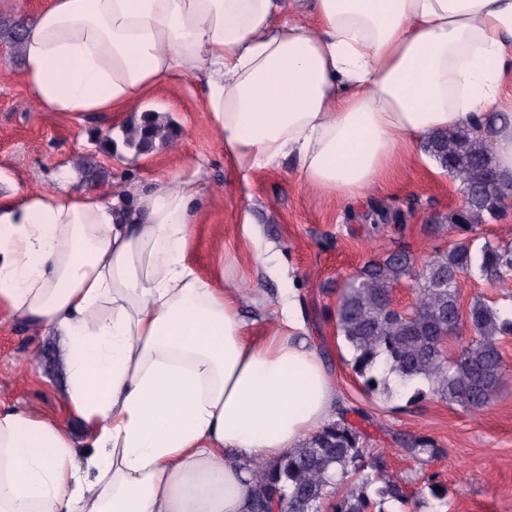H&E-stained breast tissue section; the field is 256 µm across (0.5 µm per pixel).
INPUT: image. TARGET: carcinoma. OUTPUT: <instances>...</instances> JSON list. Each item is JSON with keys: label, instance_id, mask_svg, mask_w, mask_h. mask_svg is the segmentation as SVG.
Instances as JSON below:
<instances>
[{"label": "carcinoma", "instance_id": "cac0c4a2", "mask_svg": "<svg viewBox=\"0 0 512 512\" xmlns=\"http://www.w3.org/2000/svg\"><path fill=\"white\" fill-rule=\"evenodd\" d=\"M123 135L125 146L137 153L175 140L170 124L150 111ZM426 150L470 193L466 208L446 217L458 242L420 266L405 249L367 262L339 295L337 336L350 355L346 365L366 393L409 403L432 395L482 410L503 383L497 340L512 335V311L476 298L461 316L460 280L512 282V244L476 246L467 236L485 215L502 209L512 184L487 181L495 172L493 157L468 126L431 136ZM404 281L415 293L407 313L391 307V292ZM465 324L471 336L450 357L442 343ZM345 413L275 463L252 461L249 512H265L275 501L281 512H383L387 502L406 501L405 485L387 475L384 452L366 457L364 433Z\"/></svg>", "mask_w": 512, "mask_h": 512}]
</instances>
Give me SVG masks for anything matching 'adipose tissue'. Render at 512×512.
I'll use <instances>...</instances> for the list:
<instances>
[{
	"mask_svg": "<svg viewBox=\"0 0 512 512\" xmlns=\"http://www.w3.org/2000/svg\"><path fill=\"white\" fill-rule=\"evenodd\" d=\"M51 0L24 17L22 76L45 110L126 112L197 79L230 167L296 159L304 185H381L400 147L459 126L512 181V0ZM197 175L134 206L95 191L0 196V314L62 336L67 425L0 408V512H248L249 462L329 420L338 393L294 298L256 333L245 291L188 256Z\"/></svg>",
	"mask_w": 512,
	"mask_h": 512,
	"instance_id": "ef3b65f1",
	"label": "adipose tissue"
}]
</instances>
